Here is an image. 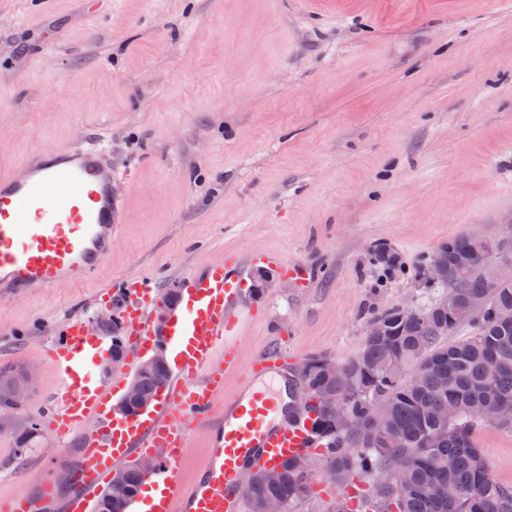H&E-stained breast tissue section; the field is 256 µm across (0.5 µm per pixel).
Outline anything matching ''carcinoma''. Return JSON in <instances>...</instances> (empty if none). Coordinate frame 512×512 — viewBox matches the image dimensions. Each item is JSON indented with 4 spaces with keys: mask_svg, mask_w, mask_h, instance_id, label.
I'll list each match as a JSON object with an SVG mask.
<instances>
[{
    "mask_svg": "<svg viewBox=\"0 0 512 512\" xmlns=\"http://www.w3.org/2000/svg\"><path fill=\"white\" fill-rule=\"evenodd\" d=\"M442 248L448 252V269L435 284L462 300L487 293L483 314L476 316L463 304L444 309L436 299L418 313L407 305L370 312L368 320L382 322L385 335L365 337L360 353L345 364L352 383L346 411L356 422L351 429L336 424V410L328 405L340 385L325 371L324 358L306 360L300 385L309 397L316 436L324 441L325 472L341 484L355 472L381 476L379 512H512V485L492 478L474 439L480 420L473 416L477 406L493 414L512 406V322L497 316L499 310H512V283L489 286L477 272L483 254L468 236ZM372 260L388 276L402 271L397 257L384 247L373 251ZM464 322L474 327L472 335L451 342L441 335L442 327L452 334ZM112 355H126L115 318ZM403 367L409 369L406 376L400 373ZM168 377L167 369L140 373L137 392L148 396ZM374 400L379 406L372 405ZM396 465L407 468L401 488L389 481ZM120 473L125 492L112 502V512H126L145 480L129 465ZM312 476L299 471L292 459L273 479L256 472L247 486L250 512H262L271 499L291 507L310 492Z\"/></svg>",
    "mask_w": 512,
    "mask_h": 512,
    "instance_id": "cac0c4a2",
    "label": "carcinoma"
}]
</instances>
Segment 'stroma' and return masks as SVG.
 <instances>
[{
  "instance_id": "stroma-1",
  "label": "stroma",
  "mask_w": 512,
  "mask_h": 512,
  "mask_svg": "<svg viewBox=\"0 0 512 512\" xmlns=\"http://www.w3.org/2000/svg\"><path fill=\"white\" fill-rule=\"evenodd\" d=\"M0 173L36 150L105 146L126 220L88 284L0 303V368L33 370L0 430V503L73 463L44 419L57 377L48 337L114 279L157 289L226 258L253 315L240 368L265 348L286 367L354 359L371 310L433 297L422 259L512 218V0H0ZM386 246L401 273L370 265ZM302 266L253 293L254 255ZM36 426L20 450L14 430ZM512 484V425L478 426ZM291 512H336L315 469Z\"/></svg>"
}]
</instances>
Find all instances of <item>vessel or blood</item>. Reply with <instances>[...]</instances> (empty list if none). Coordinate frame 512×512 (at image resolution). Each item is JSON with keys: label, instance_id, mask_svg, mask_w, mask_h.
Masks as SVG:
<instances>
[{"label": "vessel or blood", "instance_id": "b4317fda", "mask_svg": "<svg viewBox=\"0 0 512 512\" xmlns=\"http://www.w3.org/2000/svg\"><path fill=\"white\" fill-rule=\"evenodd\" d=\"M120 221L117 176L100 145L80 142L44 151L29 160L23 176L0 177V299L87 280L111 254ZM241 272L238 263L221 261L183 278L186 304L171 309L165 331L175 370L152 409L127 420L111 417L112 385L97 375L95 359L111 351V342L90 334L82 318L61 322L48 351L59 385L45 421L58 439L80 437L74 491L60 502L54 485L46 483L39 497L15 494L8 512H89L102 475L135 453L161 461L153 480L163 491L148 505L131 503L128 512H242L248 464L277 470L313 452L309 419L280 414L275 352L259 355L239 393L221 397L223 376L212 362L220 354L225 370L238 363L235 340L245 318L238 303ZM117 294L125 335L149 343L157 333L152 311L158 292L143 279L101 292L105 299ZM198 429L211 434L212 453L198 482L185 487L174 473Z\"/></svg>", "mask_w": 512, "mask_h": 512}]
</instances>
